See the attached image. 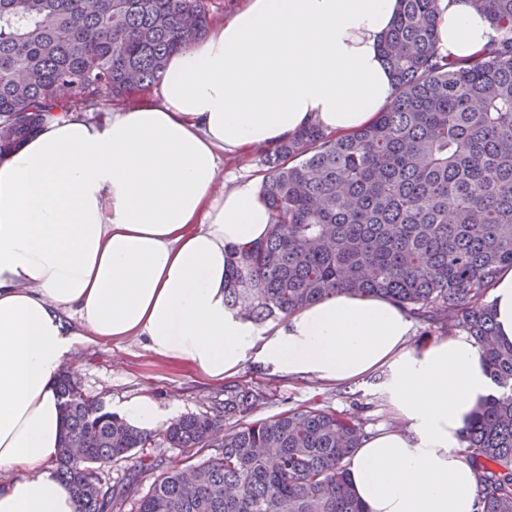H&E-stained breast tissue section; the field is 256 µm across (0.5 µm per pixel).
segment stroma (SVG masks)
I'll use <instances>...</instances> for the list:
<instances>
[{
	"mask_svg": "<svg viewBox=\"0 0 512 512\" xmlns=\"http://www.w3.org/2000/svg\"><path fill=\"white\" fill-rule=\"evenodd\" d=\"M65 366L85 393L105 407L120 410L132 399L147 396L164 413L165 421L210 410L223 400L224 385L202 377L190 368L168 363L146 349L144 341L130 336L119 342L83 341L76 345ZM235 380L269 399L250 412L259 419L293 409L328 408L359 417L366 431L397 429L403 421L381 388L382 377L372 374L348 383L292 378L261 366L247 365Z\"/></svg>",
	"mask_w": 512,
	"mask_h": 512,
	"instance_id": "1",
	"label": "stroma"
}]
</instances>
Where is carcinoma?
Instances as JSON below:
<instances>
[{"label":"carcinoma","instance_id":"carcinoma-1","mask_svg":"<svg viewBox=\"0 0 512 512\" xmlns=\"http://www.w3.org/2000/svg\"><path fill=\"white\" fill-rule=\"evenodd\" d=\"M381 52L396 94L344 137L308 126L262 152L271 232L244 250L226 303L259 323L339 291L383 296L477 345L497 386L462 440L481 512H512V345L485 302L512 265V0H471L500 36L470 58L437 47V0H400ZM209 30L205 0H0V154L50 115L97 111L160 82L169 57ZM64 433L55 459L78 512L121 509L101 467L152 446L68 373L58 377ZM224 408L172 421V448L219 456L160 473L135 512H363L346 460L360 419L295 409L222 429L267 396L224 387ZM71 447L87 449L74 462Z\"/></svg>","mask_w":512,"mask_h":512}]
</instances>
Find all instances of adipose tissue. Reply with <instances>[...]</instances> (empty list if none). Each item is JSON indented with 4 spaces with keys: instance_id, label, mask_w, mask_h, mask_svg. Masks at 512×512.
Returning a JSON list of instances; mask_svg holds the SVG:
<instances>
[{
    "instance_id": "obj_1",
    "label": "adipose tissue",
    "mask_w": 512,
    "mask_h": 512,
    "mask_svg": "<svg viewBox=\"0 0 512 512\" xmlns=\"http://www.w3.org/2000/svg\"><path fill=\"white\" fill-rule=\"evenodd\" d=\"M399 0H248L218 33L173 54L161 101L89 120L49 117L0 156V512H76L50 468L64 430L57 377L80 335L139 336L214 381L257 363L336 383L383 376L405 426L366 437L347 461L364 512H477L460 453L496 391L467 336L412 349L406 310L341 291L260 329L225 302L235 252L271 213L255 181L218 194L228 154L315 125L372 124L395 84L381 52ZM437 47L469 57L498 36L470 0H438ZM512 344V267L493 288ZM73 317L80 331L65 319Z\"/></svg>"
}]
</instances>
